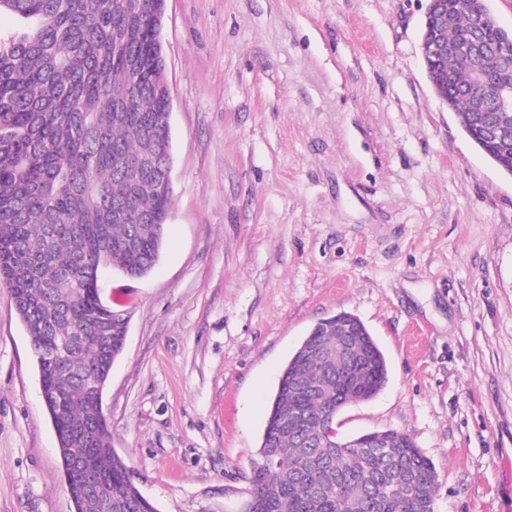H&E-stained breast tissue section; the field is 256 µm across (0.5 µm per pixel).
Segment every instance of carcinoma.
<instances>
[{
    "label": "carcinoma",
    "mask_w": 512,
    "mask_h": 512,
    "mask_svg": "<svg viewBox=\"0 0 512 512\" xmlns=\"http://www.w3.org/2000/svg\"><path fill=\"white\" fill-rule=\"evenodd\" d=\"M464 0H448L441 33L448 97L466 135L482 105L467 87L480 73L512 88V62L458 52L472 33ZM159 0H0L18 23L0 35V285L32 346L67 448L60 456L75 512H157L128 476L100 417L126 329L103 301L99 271L140 279L154 266L173 192L152 159L171 146L165 68L151 17ZM512 138V112H494ZM387 360L355 315L319 320L279 378L240 512H423L433 463L395 430L336 447L323 421L376 396Z\"/></svg>",
    "instance_id": "1"
}]
</instances>
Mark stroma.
I'll return each mask as SVG.
<instances>
[{
	"label": "stroma",
	"mask_w": 512,
	"mask_h": 512,
	"mask_svg": "<svg viewBox=\"0 0 512 512\" xmlns=\"http://www.w3.org/2000/svg\"><path fill=\"white\" fill-rule=\"evenodd\" d=\"M428 0H166L173 201L104 390L158 512H236L281 371L356 315L389 380L336 417L409 435L435 512H512V176L436 96ZM30 338L0 288V512H72Z\"/></svg>",
	"instance_id": "1"
}]
</instances>
